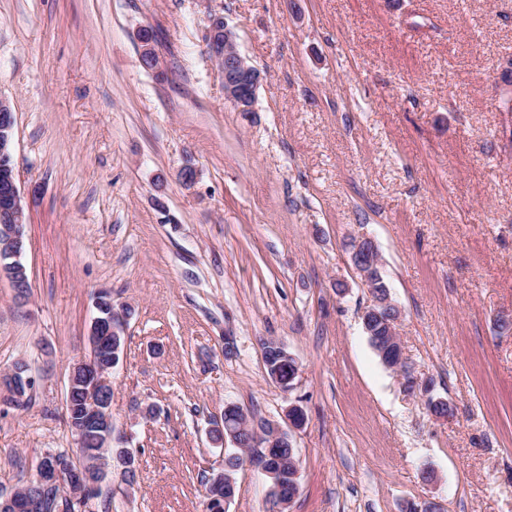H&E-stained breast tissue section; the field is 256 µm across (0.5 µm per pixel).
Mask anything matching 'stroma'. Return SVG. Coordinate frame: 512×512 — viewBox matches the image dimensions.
Instances as JSON below:
<instances>
[{
    "mask_svg": "<svg viewBox=\"0 0 512 512\" xmlns=\"http://www.w3.org/2000/svg\"><path fill=\"white\" fill-rule=\"evenodd\" d=\"M215 14L261 73L254 111L224 98ZM510 58L512 0H0L31 283L22 302L0 275V374L22 359L34 380L27 408L0 400V492L75 452L65 390L106 289L130 311L112 444L139 467L92 512H208L229 403L258 427L303 408L286 512H512ZM362 236L451 417L368 341ZM270 338L297 361L291 390L267 375ZM236 479L227 512H267L266 476ZM355 247L351 253V261L357 274L360 276L362 285L367 288V284L370 282L373 276L378 277V271L374 265L364 264L359 255L360 251L371 256L374 253H378L374 241L371 238L364 237L352 244Z\"/></svg>",
    "mask_w": 512,
    "mask_h": 512,
    "instance_id": "stroma-1",
    "label": "stroma"
}]
</instances>
